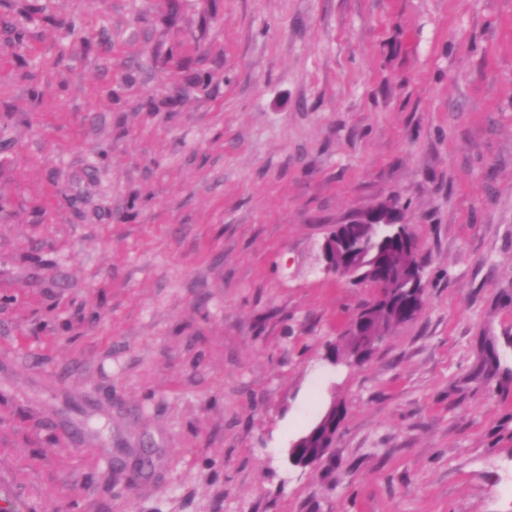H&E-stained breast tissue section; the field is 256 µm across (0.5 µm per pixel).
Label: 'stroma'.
<instances>
[{"mask_svg":"<svg viewBox=\"0 0 512 512\" xmlns=\"http://www.w3.org/2000/svg\"><path fill=\"white\" fill-rule=\"evenodd\" d=\"M0 512H512V0H0ZM395 214H397V218L395 220L391 219V216ZM349 224H352V229L349 234L348 249L354 256H359L361 262L364 264H371L377 252L382 250L385 244H381L380 240L373 236H366L362 232V225L360 224L369 226L373 234H377L380 227L384 224L398 226V231L401 232L402 239L406 240L407 248L410 253L409 263L406 268L400 272V279L402 282L410 281L411 283L420 281L418 291L421 292V302L407 315L406 322L401 320L405 317L404 312L396 306L391 312L390 330L397 325L418 318L424 307L423 297L425 288L422 282V264L418 257V245L411 231V225L403 224L402 222V211L399 210L398 206H396L393 201L379 203L358 213L347 223L336 225L330 234L325 237L320 246V260L323 263L325 271L347 280L358 282V284H370L373 288L377 289V297L379 300L388 299L399 281L394 282L392 279H379L375 282L386 269V262L382 255L367 268H365L357 258H352L347 263L341 261L340 256L344 248L345 236L349 229ZM363 311H366V313L359 315L353 320L348 334L359 340L358 346L349 351L354 363H362L365 361L371 355L374 346L382 341L390 331L378 332L372 325V314L370 311L362 310L361 312ZM333 445L334 442H332L330 438L316 436L310 441L312 448H302L299 447L297 443H294L289 449V459L297 465L314 466L319 462L317 457L319 456L320 450L326 448L321 454V458H323Z\"/></svg>","mask_w":512,"mask_h":512,"instance_id":"obj_1","label":"stroma"}]
</instances>
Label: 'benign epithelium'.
Instances as JSON below:
<instances>
[{"label":"benign epithelium","instance_id":"benign-epithelium-1","mask_svg":"<svg viewBox=\"0 0 512 512\" xmlns=\"http://www.w3.org/2000/svg\"><path fill=\"white\" fill-rule=\"evenodd\" d=\"M351 224H365L374 234L378 233L384 224L398 226V231L401 232L402 239L406 240L410 253L409 263L400 272V279L403 282L410 281L412 283L423 279L418 245L411 231V225L402 222V211L392 201L379 203L358 213L349 222L338 224L333 228L320 246V260L325 271L350 281L371 285L377 289V297L381 300L389 298L396 288V282L381 278L386 269V262L381 256L368 267L363 266L356 258H352L346 263L341 261L340 256L344 248L345 236ZM349 335L359 340L358 346L350 351V356L353 358V362L361 363L371 355L374 346L382 341L387 333L375 329L372 325V314L367 312L353 320ZM319 453L320 449L318 448H302L295 443L289 449V459L297 465L314 466L318 463Z\"/></svg>","mask_w":512,"mask_h":512}]
</instances>
